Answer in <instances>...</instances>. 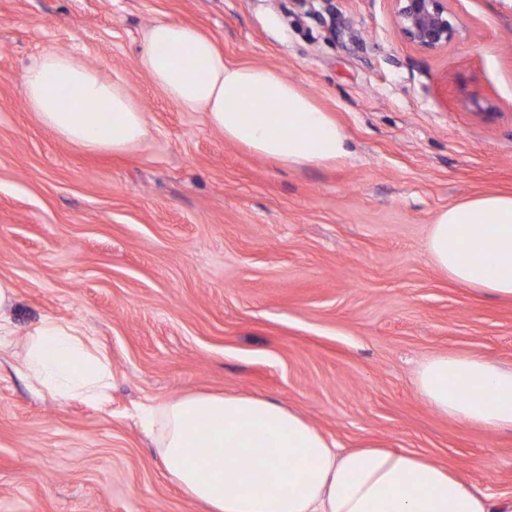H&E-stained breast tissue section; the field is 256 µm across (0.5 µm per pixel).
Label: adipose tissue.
I'll return each instance as SVG.
<instances>
[{
    "mask_svg": "<svg viewBox=\"0 0 512 512\" xmlns=\"http://www.w3.org/2000/svg\"><path fill=\"white\" fill-rule=\"evenodd\" d=\"M140 68L165 97L201 112L225 139L289 167L349 159L328 112L277 70L236 65L197 27L159 20L143 33ZM27 104L59 138L115 154L142 145L146 114L118 82L74 55L45 51L20 75ZM432 264L486 297L512 299V194H487L437 216ZM23 372L54 399L105 403L112 364L78 325L49 316L28 331ZM416 385L441 415L489 431L512 429V367L437 354ZM153 443L171 481L209 512H512L425 454L370 440L338 447L299 413L267 399L196 393L149 405Z\"/></svg>",
    "mask_w": 512,
    "mask_h": 512,
    "instance_id": "1",
    "label": "adipose tissue"
}]
</instances>
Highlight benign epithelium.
I'll list each match as a JSON object with an SVG mask.
<instances>
[{
    "instance_id": "benign-epithelium-1",
    "label": "benign epithelium",
    "mask_w": 512,
    "mask_h": 512,
    "mask_svg": "<svg viewBox=\"0 0 512 512\" xmlns=\"http://www.w3.org/2000/svg\"><path fill=\"white\" fill-rule=\"evenodd\" d=\"M401 37L415 48L437 52L462 40L461 27L448 0H393Z\"/></svg>"
}]
</instances>
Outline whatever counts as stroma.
Segmentation results:
<instances>
[{"mask_svg":"<svg viewBox=\"0 0 512 512\" xmlns=\"http://www.w3.org/2000/svg\"><path fill=\"white\" fill-rule=\"evenodd\" d=\"M449 6L462 41L424 53L391 0H0L12 320L79 324L112 363L105 407L61 404L19 373L22 345L0 350V512H208L167 478L139 412L201 392L273 399L340 447L380 440L512 495V430L440 415L415 383L439 353L512 367V300L448 280L425 249L443 209L512 192V11ZM158 20L298 84L351 157L285 168L181 111L137 65ZM47 48L120 82L147 142L96 152L45 128L19 76Z\"/></svg>","mask_w":512,"mask_h":512,"instance_id":"stroma-1","label":"stroma"}]
</instances>
